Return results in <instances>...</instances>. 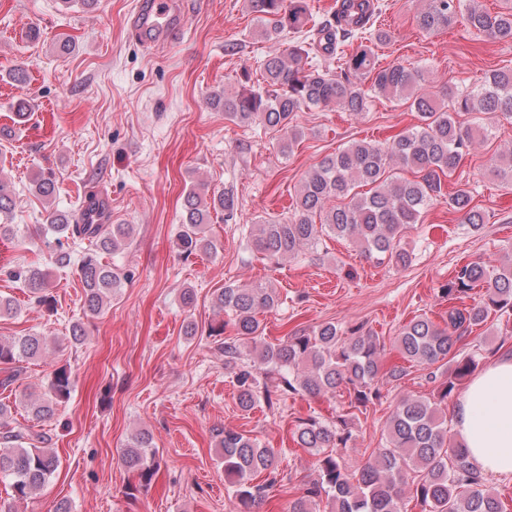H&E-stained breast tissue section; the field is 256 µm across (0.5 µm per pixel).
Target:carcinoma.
<instances>
[{
	"label": "carcinoma",
	"instance_id": "carcinoma-1",
	"mask_svg": "<svg viewBox=\"0 0 512 512\" xmlns=\"http://www.w3.org/2000/svg\"><path fill=\"white\" fill-rule=\"evenodd\" d=\"M423 0L417 26L426 31L449 27L463 14L467 28L487 40L512 41V0L490 12L469 0ZM259 15L263 35L277 40L285 33L297 35L285 52L268 53L260 64L263 82L252 86L251 73L240 74V88L224 89L208 98V105L224 112V119L239 126H264L281 132L280 151H292L304 137L298 113L313 107L336 106L359 115L370 111L374 99L384 96L410 103L417 124L384 143L354 141L310 167L297 190L288 215L262 219L251 226L253 251L278 262L315 246L323 236L351 241L370 259L404 266L409 252L401 241L409 226L420 223L426 209L444 203L462 215L463 223L478 231L486 223L484 211L474 204L466 184L447 191L461 161L476 145L489 140V129L463 126L458 116L470 112H498L512 119V69H497L475 87L450 84L437 93L425 87L423 71L401 64L380 67L374 47L391 39L389 31L368 29L375 15L371 0H341L336 22L326 19L310 24L307 0H248ZM361 43L348 55L342 47L352 39ZM496 176L512 186V146L495 151ZM415 173L412 179L402 171ZM37 196L52 197L55 180L41 175L33 182ZM14 189L0 176V219L10 216ZM238 199L233 190L208 194L204 186L186 191L181 252L189 256L211 248L207 226L212 215L234 218ZM57 246L53 264L65 267L71 256L62 239L90 243L80 260L79 273L90 312L101 310L104 299L122 286L119 273L102 262V255L126 245L130 224H72L65 215L50 222ZM10 277L23 282L39 306L51 309L48 273L36 266L14 269ZM476 288L485 292L469 305L448 307V319L439 325L427 315L409 320L392 342L402 364L385 367L386 342L361 325L343 332L329 322L310 332L295 333L277 344L258 343V315L280 303L276 289L247 284L227 285L216 292V314L233 317L237 339L224 341V367L235 371L238 404L247 411L256 402L268 405L290 395H334L344 389L350 407L380 399V383L399 382L423 367L429 378L439 380L437 399L404 395L386 422L385 443L372 451L359 470L350 469L341 449L354 441L348 417L336 415L325 423L309 415L296 420L297 445L319 456L317 478L291 501L289 512H402V492L409 491L420 512H509L512 500L493 492L486 479L468 460L467 449L452 439L445 409L463 381L478 367L476 354L460 356L458 344L466 334L483 327L490 316H512V257L490 271L482 262L456 268L442 294L460 300ZM47 338L27 334L0 339V365L9 366L0 387L7 389L20 377L12 365L41 354ZM253 345L251 367L239 364L241 346ZM70 373L58 367L47 389L26 394L20 401L25 412L50 418L68 398ZM224 475L235 498L250 507L263 500L280 481L277 457L257 439L231 428L217 432ZM51 437L15 421L12 407L0 402V478L9 481L11 497L0 512H24V504L49 482L59 459L50 448ZM121 464L136 473L138 486L147 487L159 467L151 435H131L120 454ZM265 474L264 483L253 477Z\"/></svg>",
	"mask_w": 512,
	"mask_h": 512
}]
</instances>
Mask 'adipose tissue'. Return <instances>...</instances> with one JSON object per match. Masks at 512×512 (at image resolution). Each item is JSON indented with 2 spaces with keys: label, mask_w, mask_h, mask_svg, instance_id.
<instances>
[{
  "label": "adipose tissue",
  "mask_w": 512,
  "mask_h": 512,
  "mask_svg": "<svg viewBox=\"0 0 512 512\" xmlns=\"http://www.w3.org/2000/svg\"><path fill=\"white\" fill-rule=\"evenodd\" d=\"M459 440L484 475L512 476V355L478 372L453 411Z\"/></svg>",
  "instance_id": "obj_1"
}]
</instances>
